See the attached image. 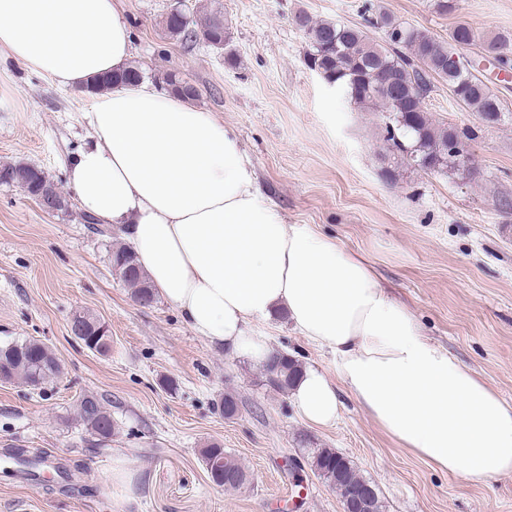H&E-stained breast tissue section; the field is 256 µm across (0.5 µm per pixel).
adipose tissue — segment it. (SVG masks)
I'll use <instances>...</instances> for the list:
<instances>
[{
  "label": "adipose tissue",
  "instance_id": "1",
  "mask_svg": "<svg viewBox=\"0 0 512 512\" xmlns=\"http://www.w3.org/2000/svg\"><path fill=\"white\" fill-rule=\"evenodd\" d=\"M116 0H0V54L83 89L132 56ZM94 137L69 160L85 212L124 229L157 294L206 343L262 363L255 324L288 315L334 356L337 380L307 368L302 416L335 422L346 388L374 422L437 468L483 484L512 473V405L421 333L370 262L311 224L285 223L259 192L235 132L148 86L94 95Z\"/></svg>",
  "mask_w": 512,
  "mask_h": 512
}]
</instances>
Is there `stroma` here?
<instances>
[{
  "label": "stroma",
  "mask_w": 512,
  "mask_h": 512,
  "mask_svg": "<svg viewBox=\"0 0 512 512\" xmlns=\"http://www.w3.org/2000/svg\"><path fill=\"white\" fill-rule=\"evenodd\" d=\"M120 0L133 63L176 70L196 85L198 108L236 131L261 194L289 224H313L375 268L423 334L512 404V68L479 73L505 104L499 125L463 109L436 79L424 101L433 123L469 127L471 173L394 168L383 113L362 108L309 69L293 23L373 26L380 13L447 39L460 23L512 32V0ZM191 18L221 10L234 61L205 43L170 39L173 6ZM0 165L41 168L69 207L45 213L20 188L0 185V345L34 337L63 366L41 390L0 382V512H342L310 467L315 448L352 461L379 491L383 512H512V474L474 485L387 436L347 392L335 424L308 423L261 364L209 347L164 299L136 304L110 264L117 227L86 223L67 177L92 140V98L54 85L0 55ZM104 322L101 356L71 335L75 312ZM272 349L335 375L331 353L307 343L285 314L257 324ZM103 396L115 425L101 440L78 418L82 395ZM237 404L225 416L224 396ZM216 443L249 473L214 487L199 456ZM123 467L122 480L112 470Z\"/></svg>",
  "instance_id": "stroma-1"
}]
</instances>
